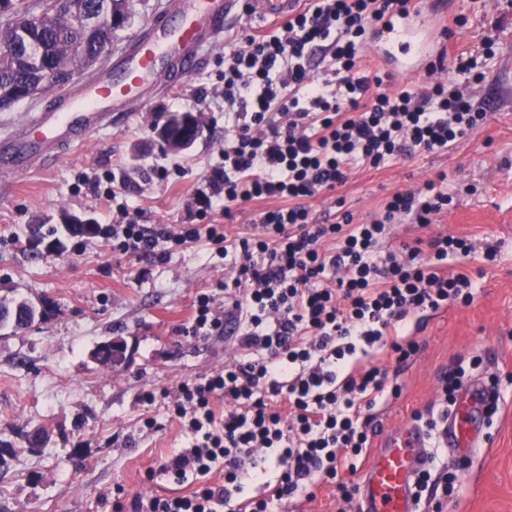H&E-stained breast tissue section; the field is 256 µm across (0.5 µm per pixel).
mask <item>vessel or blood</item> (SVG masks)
I'll use <instances>...</instances> for the list:
<instances>
[{"instance_id":"1","label":"vessel or blood","mask_w":512,"mask_h":512,"mask_svg":"<svg viewBox=\"0 0 512 512\" xmlns=\"http://www.w3.org/2000/svg\"><path fill=\"white\" fill-rule=\"evenodd\" d=\"M293 0H173L170 8L146 23L137 37L112 58L109 73L84 82L56 105L27 118L20 131L0 138V159L14 171L26 172L33 157L52 160L58 149L82 143L110 123L119 112L146 107V90H158L196 70L202 49L226 21L250 11L256 17L287 18ZM447 21L414 5L408 14L383 23L389 43L409 57L436 52L432 37L445 34ZM490 392L477 380L466 381L455 406L438 432V443L456 457L470 455L484 438L485 409ZM427 439L417 428L385 436L362 475L359 512H419L412 483L428 465Z\"/></svg>"}]
</instances>
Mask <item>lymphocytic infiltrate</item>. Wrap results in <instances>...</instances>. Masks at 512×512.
Segmentation results:
<instances>
[{
	"label": "lymphocytic infiltrate",
	"instance_id": "1",
	"mask_svg": "<svg viewBox=\"0 0 512 512\" xmlns=\"http://www.w3.org/2000/svg\"><path fill=\"white\" fill-rule=\"evenodd\" d=\"M408 2L297 0L273 34L225 37L221 99L237 123L224 135L223 166L196 194L197 223L142 224L118 204V219L105 225L113 246L146 261L163 242L239 254L223 307L197 295L188 326L220 336L234 323L237 357L175 391L142 394L164 400L190 437L147 471L148 481L162 475L193 488L134 496L127 512H276L320 481L351 500L355 490L339 474L356 472L366 454L372 409L401 393L367 356L386 346L396 362L408 361L418 351L404 334L410 314L472 303L470 277L446 270L473 251L469 238L439 233L422 247L382 248L391 224L406 218L424 228L447 210L452 197L436 182L394 193L362 224L313 221L307 205L345 184L354 167L441 151L487 119L455 82L388 93L362 70L369 31ZM317 56L328 61V79L311 75ZM216 198L228 209L254 199L282 205L263 214L261 233L233 239L206 221ZM216 468L223 479L213 483ZM250 479L264 483L263 497L243 498Z\"/></svg>",
	"mask_w": 512,
	"mask_h": 512
}]
</instances>
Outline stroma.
<instances>
[{
    "label": "stroma",
    "instance_id": "35a3bbf8",
    "mask_svg": "<svg viewBox=\"0 0 512 512\" xmlns=\"http://www.w3.org/2000/svg\"><path fill=\"white\" fill-rule=\"evenodd\" d=\"M425 8L463 18L442 74L486 107V122L440 152L353 169L344 185L310 205L315 217L347 211L360 224L395 191L444 177L455 198L430 230L475 242L476 252L448 263L449 272L472 278L474 299L412 315L407 334L419 350L404 365L388 350L376 353L375 363L402 392L372 410L370 427L380 435L414 425V412L438 410L440 379L456 366H465L467 377L496 381L499 409L486 442L468 465L443 448L434 464L460 481L442 512H512V0H426ZM486 48L492 56L482 62V81L452 73L457 55ZM383 50L380 31H373L362 63L383 75L384 88L423 91L428 72L403 70ZM223 86L224 57L214 43L182 83L150 95L146 110L115 116L49 163L0 175V299L21 297L46 311L27 329H0V512H118L135 495L170 493L166 482H147L146 472L189 438L163 404H145L140 395L175 389L233 359V337L184 330L198 293L223 300L226 261L201 241L167 249L163 261L148 266L101 237L60 231V216L105 223L99 194L113 187L141 223H195L192 199L223 163L224 113L206 98ZM184 112L198 115L200 132L176 152L159 131ZM160 164L166 175L158 174ZM272 207L261 199L229 212L219 205L213 220L230 233L251 234ZM487 243L497 249L495 260L482 252ZM113 337L126 342L127 360L109 371L93 353ZM148 417L154 428H144ZM313 492L285 503L283 512H357V502L339 501L332 485Z\"/></svg>",
    "mask_w": 512,
    "mask_h": 512
}]
</instances>
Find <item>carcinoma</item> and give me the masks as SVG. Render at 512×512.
<instances>
[{
  "label": "carcinoma",
  "instance_id": "cac0c4a2",
  "mask_svg": "<svg viewBox=\"0 0 512 512\" xmlns=\"http://www.w3.org/2000/svg\"><path fill=\"white\" fill-rule=\"evenodd\" d=\"M11 4L8 11L0 10V94L12 96L16 102L25 100L27 88L38 82L37 69L12 50L18 39V15L13 0H0ZM40 25L30 29L43 59L52 68L64 72H79L85 69L87 58L99 53L101 46L112 43V28L104 25L93 31L72 27L66 12L50 8L46 0H38L37 13ZM42 313L25 300L3 302L0 300V327L11 325L16 329L31 326Z\"/></svg>",
  "mask_w": 512,
  "mask_h": 512
}]
</instances>
